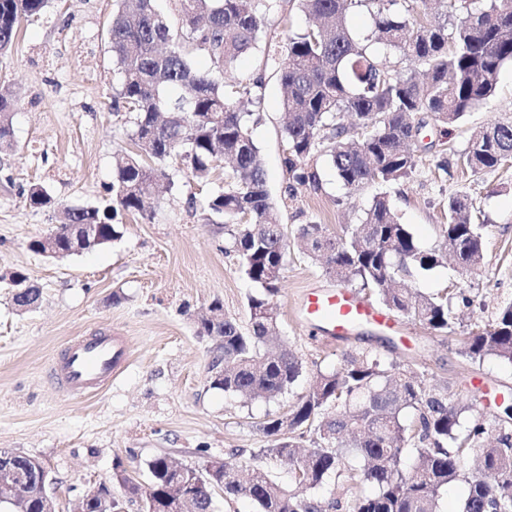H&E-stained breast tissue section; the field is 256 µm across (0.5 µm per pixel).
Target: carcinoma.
I'll use <instances>...</instances> for the list:
<instances>
[{"label":"carcinoma","instance_id":"obj_1","mask_svg":"<svg viewBox=\"0 0 512 512\" xmlns=\"http://www.w3.org/2000/svg\"><path fill=\"white\" fill-rule=\"evenodd\" d=\"M155 0H114L110 51L122 74L115 110L135 114L129 135L133 150L118 160L111 199L105 207H71L68 223L54 227L57 243L69 252L78 224L100 225L101 247L120 237L126 215L147 216L148 191L165 177V165L180 160L189 179L207 186L224 161V189L206 198L202 220L222 224L229 235L224 253L234 255L245 277L258 287L248 297L249 322L242 326L215 300L209 314L194 319L195 333L220 341L208 364V382L242 398H275L295 385L302 362L279 334L273 297L288 257V231L272 202L259 148L250 130L251 114L237 102L257 101L262 78L226 90L224 75L241 55L259 48L268 0H171L178 24L154 6ZM417 0H299L307 27L288 34L283 45L265 44V62L286 90L287 144L284 166L288 192L318 189L319 174L308 164L323 153L343 186L356 191L368 183L391 184L415 168L414 146L425 112L448 126L460 122L496 91L501 68L512 63V0H448L451 17L426 18ZM48 0H0V55L12 50L22 23L44 13ZM364 8L372 25L362 35L347 25L352 10ZM375 43L412 60L416 70L401 73L378 59ZM203 54L210 66L197 68ZM17 93L0 86V147L13 144L12 112ZM473 174L512 163V120L474 131L459 157ZM30 205L46 207L52 197L41 185L28 191ZM307 256L326 274L370 289L390 312L413 318L438 336L454 331L456 313L448 291L429 294L405 282L453 255L467 275L483 260L484 227L471 221L461 197L448 200V223L440 244L421 248L400 223L388 197L374 196L360 223L330 232L303 224L295 236ZM12 289L13 304H39L41 290L22 270L0 276ZM459 354L471 363L495 358L512 364V301L494 319L459 339ZM466 406L426 388L404 373L394 377L379 359L349 356L332 372L317 373L287 413L267 419L259 430L268 439L261 454L288 461L292 478L283 487L261 465L226 461L215 472L173 467L159 455L148 463L150 483L118 471L128 500L145 499L144 512H214V496L252 500L256 512H440L442 492L452 483L468 491L458 512H512V421L494 429L477 418L461 427ZM412 412L411 420L405 419ZM415 450L405 467L402 456ZM477 472L465 469L470 454ZM362 460L349 463L350 455ZM11 466L31 476L15 487L21 512H48L32 475L38 459L5 450ZM334 478L348 492L329 503L310 494ZM370 486L373 492L364 493Z\"/></svg>","mask_w":512,"mask_h":512}]
</instances>
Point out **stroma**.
I'll return each mask as SVG.
<instances>
[{"mask_svg": "<svg viewBox=\"0 0 512 512\" xmlns=\"http://www.w3.org/2000/svg\"><path fill=\"white\" fill-rule=\"evenodd\" d=\"M111 15L112 0H51L14 50L0 56V83L18 94L15 149L0 154V274L24 270L42 292L37 309L20 313L0 284V449L45 464L57 512H75L83 491L111 482L118 466L148 485L147 463L159 455L201 470L221 460L251 465L266 445L258 423L286 412L314 374L336 369L351 354L367 352L395 370L415 372L436 392L462 399L485 423L512 409V365L493 358L469 363L456 338L439 337L413 320L400 331L369 325L336 339L303 322L304 292L338 282L294 244L275 298L281 334L304 366L292 394L246 400L209 388L214 344L196 336L193 320L217 299L247 324V297L256 288L225 255L223 225L204 223L189 206L186 170L177 163L167 166L151 217L127 216L119 240L62 258L30 250L32 239L63 222L65 208L105 205L116 155L130 145L132 116L114 109L120 76L108 44ZM262 61L258 51L242 57L225 83L265 74L262 99L248 110L282 223L293 231L316 222L336 232L359 223L384 191L427 249L440 241L449 198L463 197L485 227L480 268L464 278L453 266H440L410 284L471 298L470 306L457 308L458 335L494 318L512 300V167L474 175L462 171L458 158L473 130L512 117V64L502 67L494 97L448 131L423 114L422 147L407 178L352 193L317 153L311 163L320 190L300 186L291 193L283 165L284 91L273 71H262ZM443 160L444 170L438 167ZM34 184L47 189L54 207L29 205ZM114 334L127 343L123 372L96 392L65 393L51 371L65 346L78 337Z\"/></svg>", "mask_w": 512, "mask_h": 512, "instance_id": "1", "label": "stroma"}]
</instances>
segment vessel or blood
Returning <instances> with one entry per match:
<instances>
[{
    "instance_id": "1",
    "label": "vessel or blood",
    "mask_w": 512,
    "mask_h": 512,
    "mask_svg": "<svg viewBox=\"0 0 512 512\" xmlns=\"http://www.w3.org/2000/svg\"><path fill=\"white\" fill-rule=\"evenodd\" d=\"M300 311L305 322L321 324L331 337L349 335L363 323L389 330L398 326L394 318L361 300L348 288L311 290L303 295ZM127 360L128 353L120 337H82L68 344L55 373L67 392L87 394L110 382Z\"/></svg>"
}]
</instances>
